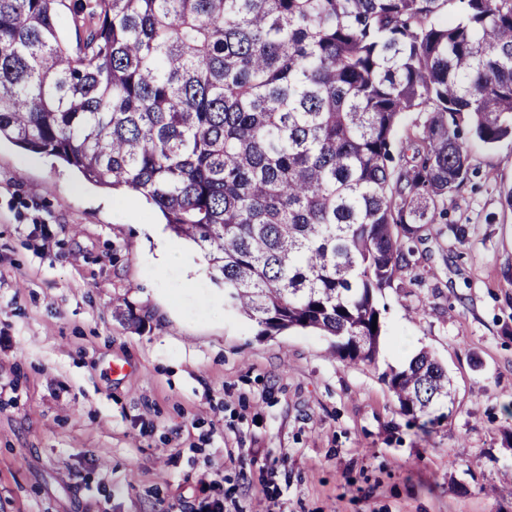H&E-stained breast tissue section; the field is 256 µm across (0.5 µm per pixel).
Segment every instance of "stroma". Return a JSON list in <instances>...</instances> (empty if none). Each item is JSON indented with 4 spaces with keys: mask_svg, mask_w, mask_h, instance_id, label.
<instances>
[{
    "mask_svg": "<svg viewBox=\"0 0 512 512\" xmlns=\"http://www.w3.org/2000/svg\"><path fill=\"white\" fill-rule=\"evenodd\" d=\"M470 163L353 364L261 335L150 207L1 139L0 512H512V139ZM423 350L454 384L428 428L382 379Z\"/></svg>",
    "mask_w": 512,
    "mask_h": 512,
    "instance_id": "obj_1",
    "label": "stroma"
}]
</instances>
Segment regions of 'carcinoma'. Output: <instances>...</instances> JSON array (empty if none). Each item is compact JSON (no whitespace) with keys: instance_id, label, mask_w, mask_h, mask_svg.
<instances>
[{"instance_id":"1","label":"carcinoma","mask_w":512,"mask_h":512,"mask_svg":"<svg viewBox=\"0 0 512 512\" xmlns=\"http://www.w3.org/2000/svg\"><path fill=\"white\" fill-rule=\"evenodd\" d=\"M64 2L0 0V137L142 196L261 335L372 362L377 294L447 221L468 138H512V0H73L74 43ZM384 381L425 426L451 397L428 351Z\"/></svg>"}]
</instances>
